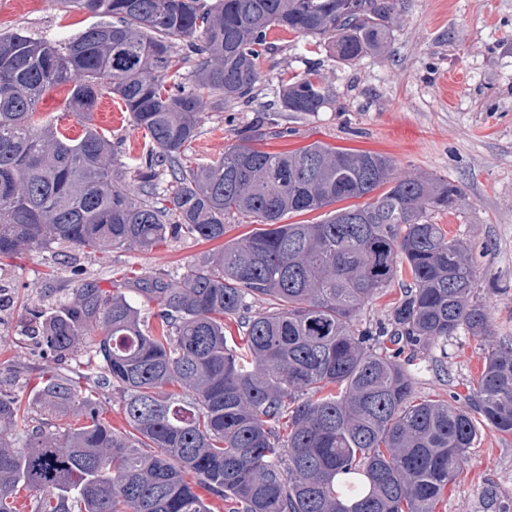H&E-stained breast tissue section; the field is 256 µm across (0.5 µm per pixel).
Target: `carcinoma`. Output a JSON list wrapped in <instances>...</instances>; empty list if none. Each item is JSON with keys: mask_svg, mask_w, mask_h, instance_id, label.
<instances>
[{"mask_svg": "<svg viewBox=\"0 0 512 512\" xmlns=\"http://www.w3.org/2000/svg\"><path fill=\"white\" fill-rule=\"evenodd\" d=\"M104 18L64 42L0 33V258L66 247L150 250L167 237L224 238L244 214L265 228L189 266L132 283L150 316L119 291L81 281L34 315L36 342L62 360L87 342L98 377L122 398L119 431L60 374L42 378V426L17 445L20 404L0 393V512H209L202 487L233 512H436L477 424L512 435V339L490 344L463 398H421L409 361L464 330L488 335L467 239L430 215L464 205L462 189L400 176L380 154L314 143L268 152L256 129L196 170L186 150L204 108L248 99L267 36L316 40L353 65L385 51L392 0H68ZM196 57L183 81L180 45ZM70 87L77 139L35 118ZM119 98L154 149L126 181L90 116ZM309 77L282 86L280 111L332 106ZM168 175L166 185L161 176ZM318 223L284 224L349 199ZM387 322L361 310L402 275ZM239 319L231 346L224 320Z\"/></svg>", "mask_w": 512, "mask_h": 512, "instance_id": "carcinoma-1", "label": "carcinoma"}]
</instances>
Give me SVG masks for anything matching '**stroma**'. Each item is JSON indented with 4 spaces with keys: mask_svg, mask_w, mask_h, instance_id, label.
Segmentation results:
<instances>
[{
    "mask_svg": "<svg viewBox=\"0 0 512 512\" xmlns=\"http://www.w3.org/2000/svg\"><path fill=\"white\" fill-rule=\"evenodd\" d=\"M398 24L386 55H368L348 65L313 39L274 31L261 61L263 78L252 102L224 111L206 110L199 134L187 149L192 162L216 160L239 132L255 127L259 111L276 109L282 80L320 76L336 94L334 107L297 116L278 112L286 134L267 137L266 151H294L320 142L370 151L391 159L398 173L431 174L460 186L465 205L433 216L448 235L471 246L477 287L487 306L490 334L512 336V0H394ZM93 22L61 0H0V32L22 29L59 40ZM70 89L45 94L40 116L75 137L82 126L71 111ZM92 122L136 165L146 142L118 98L106 95ZM220 243L167 238L149 251H32L0 259V392L27 407L31 425L42 416L32 404L48 370L95 374L90 347L61 363L43 356L27 336L31 313L65 300L75 281L111 288L127 277L165 273L176 277L188 265L218 250ZM445 370L431 357L412 368L422 397L466 394L480 371L487 340L461 332L449 337ZM437 512H512V435L481 428L463 468L445 491Z\"/></svg>",
    "mask_w": 512,
    "mask_h": 512,
    "instance_id": "stroma-1",
    "label": "stroma"
}]
</instances>
